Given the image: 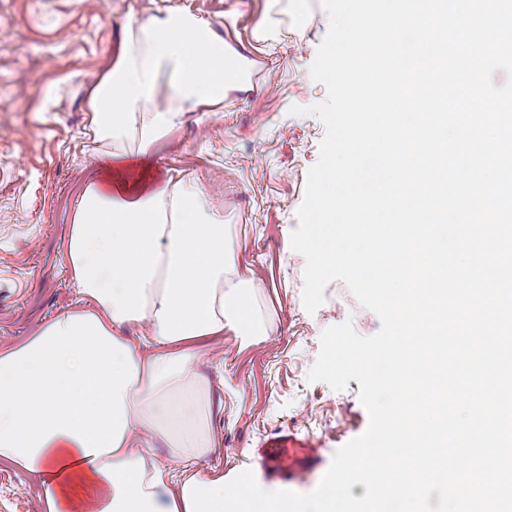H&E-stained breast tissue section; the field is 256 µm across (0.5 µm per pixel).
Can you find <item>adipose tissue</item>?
<instances>
[{
  "mask_svg": "<svg viewBox=\"0 0 512 512\" xmlns=\"http://www.w3.org/2000/svg\"><path fill=\"white\" fill-rule=\"evenodd\" d=\"M245 69L206 22L169 7L128 23L88 93L87 136L113 146L115 170L86 186L66 238L81 306L0 349V461L41 477L43 512H288L250 474L196 467L214 450L205 343L263 333L237 237L196 178L127 177L177 111L223 102ZM161 92L168 107L153 104ZM132 327L146 336L132 341Z\"/></svg>",
  "mask_w": 512,
  "mask_h": 512,
  "instance_id": "obj_1",
  "label": "adipose tissue"
}]
</instances>
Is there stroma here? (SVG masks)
I'll use <instances>...</instances> for the list:
<instances>
[{
	"mask_svg": "<svg viewBox=\"0 0 512 512\" xmlns=\"http://www.w3.org/2000/svg\"><path fill=\"white\" fill-rule=\"evenodd\" d=\"M165 7L208 22L255 74L252 91L181 115L141 160L156 180L182 173L208 187L237 227L241 276L261 285L265 336L228 331L209 342L224 363L201 370L224 411L211 422L217 448L200 466L248 468L265 490L309 493L369 422L357 381L341 390L308 381L321 334L347 320L363 336L380 328L341 281L308 313L305 259L290 244L325 136L317 117L289 112L327 99L308 72L328 27L320 0H0V347L78 305L63 245L80 195L110 162L86 137L87 92L118 57L127 20ZM275 432L315 448L318 465L290 480L265 475L259 450ZM42 496L38 475L0 462V512H42Z\"/></svg>",
	"mask_w": 512,
	"mask_h": 512,
	"instance_id": "35a3bbf8",
	"label": "stroma"
}]
</instances>
